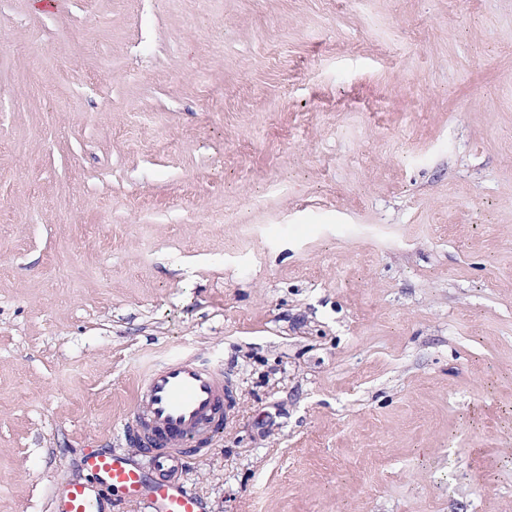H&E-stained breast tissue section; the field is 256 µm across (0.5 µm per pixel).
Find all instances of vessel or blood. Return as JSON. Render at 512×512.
<instances>
[{
	"label": "vessel or blood",
	"mask_w": 512,
	"mask_h": 512,
	"mask_svg": "<svg viewBox=\"0 0 512 512\" xmlns=\"http://www.w3.org/2000/svg\"><path fill=\"white\" fill-rule=\"evenodd\" d=\"M235 406L222 360L183 350L141 375L123 431L144 446L142 461L126 453L85 449L81 462L96 484L73 481L57 489L53 512H107L103 489L147 512H201L186 486L188 462L209 451Z\"/></svg>",
	"instance_id": "b4317fda"
}]
</instances>
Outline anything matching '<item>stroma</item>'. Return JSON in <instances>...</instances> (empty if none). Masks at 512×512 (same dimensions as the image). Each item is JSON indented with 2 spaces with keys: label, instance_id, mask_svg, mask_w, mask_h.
<instances>
[{
  "label": "stroma",
  "instance_id": "35a3bbf8",
  "mask_svg": "<svg viewBox=\"0 0 512 512\" xmlns=\"http://www.w3.org/2000/svg\"><path fill=\"white\" fill-rule=\"evenodd\" d=\"M183 348L203 512H512V0H0V512Z\"/></svg>",
  "mask_w": 512,
  "mask_h": 512
}]
</instances>
